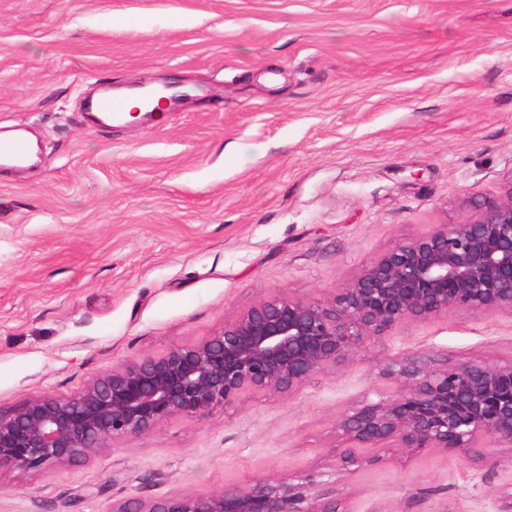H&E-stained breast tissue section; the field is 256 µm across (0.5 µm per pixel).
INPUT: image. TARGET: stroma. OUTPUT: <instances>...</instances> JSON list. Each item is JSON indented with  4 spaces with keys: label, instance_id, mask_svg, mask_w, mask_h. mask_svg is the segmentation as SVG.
Segmentation results:
<instances>
[{
    "label": "stroma",
    "instance_id": "1",
    "mask_svg": "<svg viewBox=\"0 0 512 512\" xmlns=\"http://www.w3.org/2000/svg\"><path fill=\"white\" fill-rule=\"evenodd\" d=\"M179 81L150 122L94 127L108 86ZM0 411L222 331L274 294L323 300L395 242L457 224L512 178V0H0ZM512 360V315L460 311L372 341L299 393L125 438L90 463L0 475V512L271 478L343 512H500L512 464L382 451L336 468L337 421L389 367ZM34 155L33 146L21 134H15L14 139L0 143V167L26 164L34 158Z\"/></svg>",
    "mask_w": 512,
    "mask_h": 512
}]
</instances>
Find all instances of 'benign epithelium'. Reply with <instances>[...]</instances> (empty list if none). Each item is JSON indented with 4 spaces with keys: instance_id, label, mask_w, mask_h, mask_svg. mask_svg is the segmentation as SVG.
Here are the masks:
<instances>
[{
    "instance_id": "7a95c632",
    "label": "benign epithelium",
    "mask_w": 512,
    "mask_h": 512,
    "mask_svg": "<svg viewBox=\"0 0 512 512\" xmlns=\"http://www.w3.org/2000/svg\"><path fill=\"white\" fill-rule=\"evenodd\" d=\"M456 311L512 315V180L465 221L388 249L330 298H264L209 339L122 360L73 395H36L0 412V471L84 465L172 418L203 419L253 393L291 396L393 328ZM388 374L398 382L393 397L339 421L342 465L358 462L363 448L506 451L512 463V361L444 370L402 362ZM112 512H339V503L334 488L306 493L278 478L130 499Z\"/></svg>"
}]
</instances>
